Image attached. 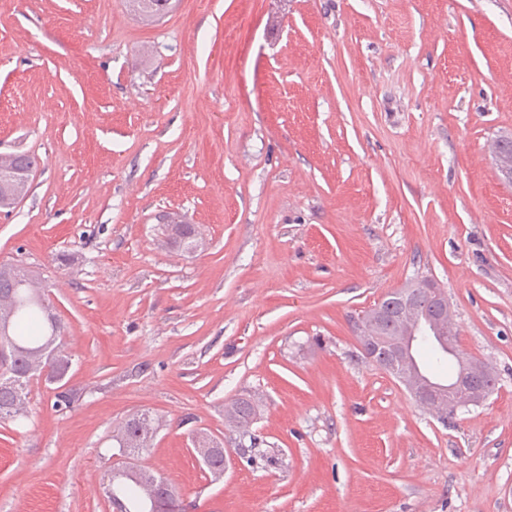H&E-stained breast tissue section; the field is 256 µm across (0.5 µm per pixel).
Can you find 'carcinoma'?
Masks as SVG:
<instances>
[{"label":"carcinoma","instance_id":"obj_1","mask_svg":"<svg viewBox=\"0 0 512 512\" xmlns=\"http://www.w3.org/2000/svg\"><path fill=\"white\" fill-rule=\"evenodd\" d=\"M128 8L146 20L167 14L172 0H125ZM9 165L17 170H34L37 160L25 152L9 154ZM166 243L184 251L198 246V232L193 224L162 217ZM7 355L9 364L0 363V423H16L28 416L30 383L35 378L51 382L66 378L70 358L65 349L64 325L54 312L45 293L40 275L26 266L0 264V356ZM258 414L251 398L234 400L225 414L229 427L247 431ZM159 424L149 412L134 414L123 420L112 435L119 450L141 455L148 451ZM221 442L200 435L194 450L207 448L205 466L215 475L224 471V458L214 452ZM103 492L116 512H186V505L169 483L154 471L137 466L111 470Z\"/></svg>","mask_w":512,"mask_h":512}]
</instances>
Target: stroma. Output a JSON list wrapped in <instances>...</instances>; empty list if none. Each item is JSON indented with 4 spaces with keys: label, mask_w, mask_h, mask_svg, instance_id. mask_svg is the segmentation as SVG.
I'll return each mask as SVG.
<instances>
[{
    "label": "stroma",
    "mask_w": 512,
    "mask_h": 512,
    "mask_svg": "<svg viewBox=\"0 0 512 512\" xmlns=\"http://www.w3.org/2000/svg\"><path fill=\"white\" fill-rule=\"evenodd\" d=\"M512 0H0V153L38 159L0 264L66 322L74 408L0 424V512H112V434L191 512H512ZM197 225L164 242L159 214ZM421 278L494 365L444 423L353 319ZM272 466L238 453L235 398ZM228 450L221 478L192 437ZM128 8L146 20L167 14L173 7L171 0H126ZM258 412V406L250 397H240L232 402L225 414V420L230 428L246 433ZM158 428L159 424L150 412L137 413L121 422L112 440L116 442L119 454L128 449L129 455L139 456L152 447Z\"/></svg>",
    "instance_id": "1"
}]
</instances>
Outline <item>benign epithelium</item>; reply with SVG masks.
I'll return each instance as SVG.
<instances>
[{"label":"benign epithelium","instance_id":"1","mask_svg":"<svg viewBox=\"0 0 512 512\" xmlns=\"http://www.w3.org/2000/svg\"><path fill=\"white\" fill-rule=\"evenodd\" d=\"M423 295L432 304L426 319L417 315L415 299ZM401 311L392 327L385 328L384 316L370 312L355 321V333L363 355L395 375L415 402L444 421L470 405H480L488 396L484 380L495 375L485 360L456 357L454 375L443 382L428 374L414 356L416 330L424 325L438 340L455 352L457 329L444 291L433 280H422L401 290Z\"/></svg>","mask_w":512,"mask_h":512}]
</instances>
